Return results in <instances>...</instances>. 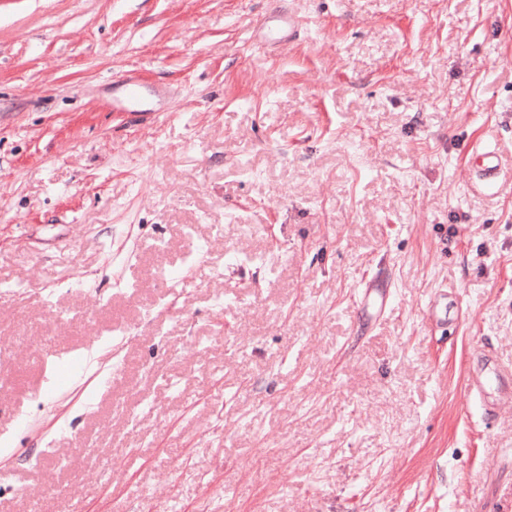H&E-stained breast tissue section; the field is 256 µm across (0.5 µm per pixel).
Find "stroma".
I'll return each instance as SVG.
<instances>
[{
	"instance_id": "1",
	"label": "stroma",
	"mask_w": 512,
	"mask_h": 512,
	"mask_svg": "<svg viewBox=\"0 0 512 512\" xmlns=\"http://www.w3.org/2000/svg\"><path fill=\"white\" fill-rule=\"evenodd\" d=\"M130 73L148 120L101 106ZM488 127L512 0H0V512H512L467 392L512 362ZM304 27V20L291 14L274 9L269 16L260 22L258 31L261 36L271 42H280L285 38L295 39ZM472 162L475 186L482 191H493L501 182L504 168L503 156L497 149L493 131L488 129L467 147ZM359 306L365 311L370 303L377 309L378 314L383 313L389 303L390 293L382 287V284L369 281L365 283L360 292Z\"/></svg>"
}]
</instances>
